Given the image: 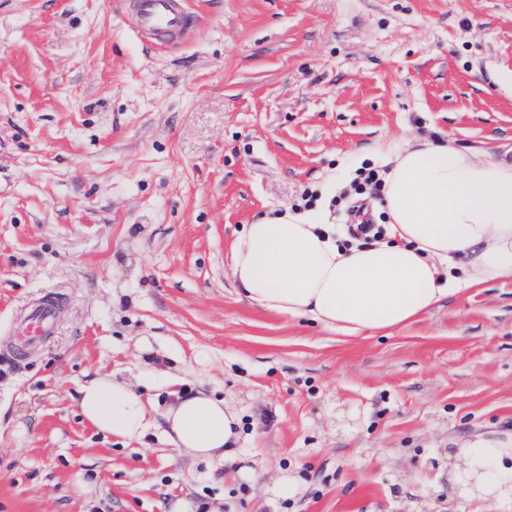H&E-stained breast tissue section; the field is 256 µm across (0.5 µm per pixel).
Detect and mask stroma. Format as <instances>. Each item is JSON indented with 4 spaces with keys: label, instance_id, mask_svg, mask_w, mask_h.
Listing matches in <instances>:
<instances>
[{
    "label": "stroma",
    "instance_id": "stroma-1",
    "mask_svg": "<svg viewBox=\"0 0 512 512\" xmlns=\"http://www.w3.org/2000/svg\"><path fill=\"white\" fill-rule=\"evenodd\" d=\"M160 46L129 0H0V512H505L464 443L512 437V281L346 336L245 300V225L387 221L390 144L512 161V0H187ZM45 296L51 336L9 330ZM214 393L233 463L162 427L103 437L81 385ZM294 492L274 494L283 480Z\"/></svg>",
    "mask_w": 512,
    "mask_h": 512
}]
</instances>
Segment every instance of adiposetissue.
Returning <instances> with one entry per match:
<instances>
[{
    "label": "adipose tissue",
    "mask_w": 512,
    "mask_h": 512,
    "mask_svg": "<svg viewBox=\"0 0 512 512\" xmlns=\"http://www.w3.org/2000/svg\"><path fill=\"white\" fill-rule=\"evenodd\" d=\"M382 194L381 240H352L317 212L246 225L232 264L245 297L357 336L407 326L467 288L512 281V164L448 141H416L393 150ZM454 267L463 278L451 279ZM78 407L106 435L137 438L150 425L141 396L109 376L81 386ZM160 416L177 449L206 460L234 456L241 420L223 399L186 388ZM510 456L512 447L497 439L463 451L482 492L512 488Z\"/></svg>",
    "instance_id": "obj_1"
}]
</instances>
